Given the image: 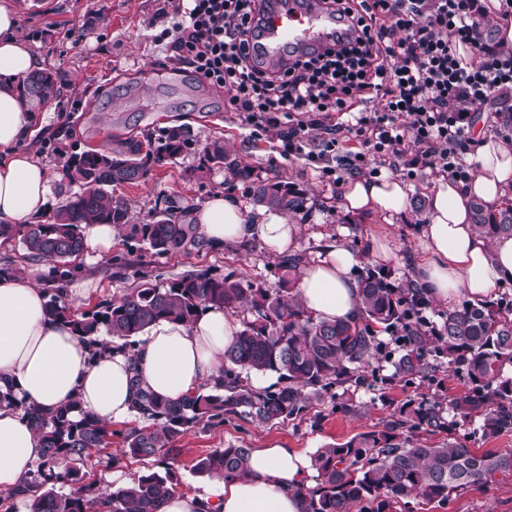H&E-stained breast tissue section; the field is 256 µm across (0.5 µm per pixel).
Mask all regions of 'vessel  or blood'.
I'll return each mask as SVG.
<instances>
[{
	"instance_id": "b4317fda",
	"label": "vessel or blood",
	"mask_w": 512,
	"mask_h": 512,
	"mask_svg": "<svg viewBox=\"0 0 512 512\" xmlns=\"http://www.w3.org/2000/svg\"><path fill=\"white\" fill-rule=\"evenodd\" d=\"M336 30V20L318 6L317 0H271L259 31L249 39V47L261 59L275 62L293 49L325 46Z\"/></svg>"
}]
</instances>
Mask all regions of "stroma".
<instances>
[{
  "label": "stroma",
  "instance_id": "35a3bbf8",
  "mask_svg": "<svg viewBox=\"0 0 512 512\" xmlns=\"http://www.w3.org/2000/svg\"><path fill=\"white\" fill-rule=\"evenodd\" d=\"M19 14L18 35L41 59L43 68L57 70L62 78L60 96L35 108L34 119L23 142L49 167V202L58 206L69 191L61 169L72 153L93 149L109 154L130 139H158L174 126L186 128L192 146L178 158L153 166L144 182L114 186L113 196L126 201L135 222L151 220L157 207L173 201L180 207L202 205L216 193L232 194L251 202L260 182L291 183L305 195L303 209L291 218L303 233L296 250L303 264L321 259L333 240L345 242L359 259L351 274L359 276L371 263L368 239L377 219L342 211L343 185L323 175L300 157L281 154L277 139L255 130L242 114L230 111L227 92L200 84L199 95L186 94L180 82L168 81L171 73L193 78L187 65L175 61L171 35L181 20L178 0H15ZM180 110H170L172 100ZM224 139L247 174L235 177L222 169L197 171L199 156L212 139ZM432 174H414L405 209L392 217L387 229L393 256L385 261L398 285L413 282L421 255L416 228L426 212L425 191ZM276 255L261 242H243L223 249L187 246L176 254L160 255L122 229L116 245L94 265H81L71 276L73 284L91 281L88 297L62 294L72 312L101 309L131 288L148 281L160 286L198 272L235 275L243 281L278 289L282 272ZM427 384L411 387L393 382L386 396L356 390L350 400L354 413L337 408L336 400L313 403L300 418L285 423L256 426L232 418L218 425L200 424L178 436L180 453L169 462L160 458L124 454L121 437L111 447L91 449L80 471L85 484L95 488L115 486L148 471L171 467L178 491L190 493L212 486L209 477L194 469L213 450L230 445L260 448L285 445L313 456L318 448L341 443L355 433L395 419L401 404L428 394ZM512 512V477L487 488H470L450 504L420 501L413 512Z\"/></svg>",
  "mask_w": 512,
  "mask_h": 512
}]
</instances>
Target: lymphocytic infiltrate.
Masks as SVG:
<instances>
[{
    "mask_svg": "<svg viewBox=\"0 0 512 512\" xmlns=\"http://www.w3.org/2000/svg\"><path fill=\"white\" fill-rule=\"evenodd\" d=\"M265 2L184 0L172 49L247 123L274 133L283 154L327 175H360L376 160L465 182L473 106L495 105L501 132H512V52L483 40L478 0H323L344 34L277 70L247 47ZM376 98L381 109H370Z\"/></svg>",
    "mask_w": 512,
    "mask_h": 512,
    "instance_id": "1",
    "label": "lymphocytic infiltrate"
}]
</instances>
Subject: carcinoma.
Returning <instances> with one entry per match:
<instances>
[{
    "label": "carcinoma",
    "instance_id": "carcinoma-1",
    "mask_svg": "<svg viewBox=\"0 0 512 512\" xmlns=\"http://www.w3.org/2000/svg\"><path fill=\"white\" fill-rule=\"evenodd\" d=\"M60 87L59 76L50 69L31 73L19 85L36 104L58 95ZM189 146L187 131L172 127L145 152L141 142L134 141L126 155L74 153L65 161L62 177L78 190L42 222L0 224V239H19L26 259L62 265L55 269L59 281L70 276L69 263L85 249L83 224L129 226L132 236L161 255L192 244L203 246L198 225L187 220V211L168 205L156 211L153 221L136 224L127 203L110 191L114 185L146 179L151 164L175 159ZM210 166L232 175L243 172L231 147L220 139L204 147L200 168ZM252 197L257 205L287 213L302 206V193L281 181L256 184ZM473 219L486 237L512 235V202L497 211L478 203ZM358 288L361 308L351 321L315 319L292 288L271 291L208 272L166 287L143 283L106 304L104 311L80 316L60 303L57 288L47 309L71 322L90 345L98 343L103 328L114 338L128 339L160 320L191 324L210 306L242 316L243 329L224 351L220 377L179 402L138 393L136 408L149 424L123 437L125 452L134 457L178 455L180 449L172 447L175 437L201 423H222L231 416L255 425L283 423L297 419L328 393L336 397V389L344 394L369 386L382 391L392 379L409 385L425 379L439 387L438 375L445 373L466 379L467 391L452 400L451 408L462 420L479 418V440L512 433V377L503 375L504 367L512 365L511 295L441 312L432 331L423 319L430 300L421 289L400 288L392 273L370 267L360 273ZM379 358L391 364L392 378L370 370ZM243 369L274 374L277 382L257 388L241 375ZM25 413L38 428L42 448L36 474L20 492L26 512H91L102 496L111 512H158L176 491L177 478L168 468L92 495L74 464L90 449L111 444L112 429L76 405ZM453 425L444 415L441 397H422L403 405L395 419L379 428L317 449L316 487L304 496V512H411L414 500L445 504L471 487L512 474V451L480 452L468 446L467 438L453 435ZM440 432L446 437L438 443L421 437ZM249 453L248 448L230 445L200 459L196 469L213 480L241 477ZM60 481L71 484L70 492L55 490Z\"/></svg>",
    "mask_w": 512,
    "mask_h": 512
}]
</instances>
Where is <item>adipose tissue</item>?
I'll list each match as a JSON object with an SVG mask.
<instances>
[{"mask_svg": "<svg viewBox=\"0 0 512 512\" xmlns=\"http://www.w3.org/2000/svg\"><path fill=\"white\" fill-rule=\"evenodd\" d=\"M15 8L0 0V224H25L47 208L50 172L22 142L33 103L17 84L39 67L36 54L16 35ZM467 182L437 177L426 193L427 216L418 228L424 256L414 279L440 303L465 295L481 299L512 280V236H480L473 207L499 209L512 199V141L478 131ZM410 188L400 178L359 177L348 182L340 206L390 220L402 211ZM190 218L216 248L256 240L270 251L297 249L302 225L284 211L250 209L231 195H215ZM357 259L342 241L306 266L298 292L314 318L357 317L360 300L351 277ZM45 292L30 273L0 276V391L12 390L21 407L0 406V493L23 487L41 455L35 424L24 407L55 409L72 403L104 423L134 420L135 394L179 401L217 378L224 350L240 329L237 318L212 308L190 325L161 320L148 328L135 354L104 344L90 350L71 323L45 310ZM309 459L278 444L252 449L244 476L219 491L174 493L160 512H303V489L313 487Z\"/></svg>", "mask_w": 512, "mask_h": 512, "instance_id": "1", "label": "adipose tissue"}]
</instances>
